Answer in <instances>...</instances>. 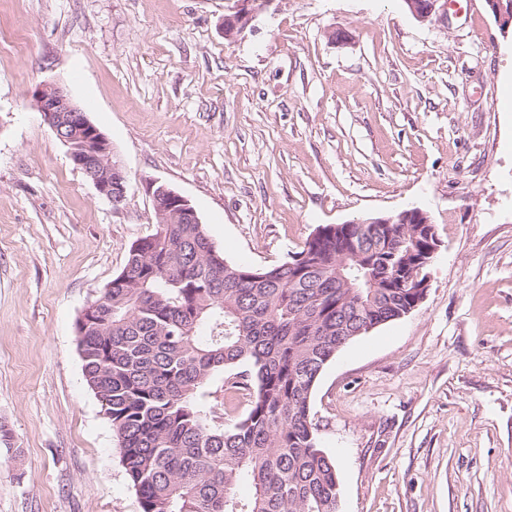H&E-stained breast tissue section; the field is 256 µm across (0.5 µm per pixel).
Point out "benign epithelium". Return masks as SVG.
I'll return each instance as SVG.
<instances>
[{
    "label": "benign epithelium",
    "instance_id": "7a95c632",
    "mask_svg": "<svg viewBox=\"0 0 512 512\" xmlns=\"http://www.w3.org/2000/svg\"><path fill=\"white\" fill-rule=\"evenodd\" d=\"M272 0H234L231 14L224 16V36H240ZM502 24L512 25V4L504 0H486ZM412 15L421 22L438 20L447 15L448 0H408ZM37 111L60 141L69 148V156L98 193L116 208L126 200L127 173L121 160L114 156L105 135L89 120L83 108L72 100L57 83H45L33 92ZM158 218L171 212L186 224H198L200 218L190 201L173 189L156 181L147 184Z\"/></svg>",
    "mask_w": 512,
    "mask_h": 512
}]
</instances>
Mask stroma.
I'll return each mask as SVG.
<instances>
[{
    "mask_svg": "<svg viewBox=\"0 0 512 512\" xmlns=\"http://www.w3.org/2000/svg\"><path fill=\"white\" fill-rule=\"evenodd\" d=\"M0 0V512H140L75 323L153 234L165 183L237 264L417 208L423 302L311 396L340 512H512V29L486 0ZM64 85L128 175L113 208L34 106ZM231 14L224 17V36L233 39L240 36L262 13L272 0H234ZM403 2L409 10L404 0ZM408 4L412 15L420 22L433 21V19L439 20L441 17L446 16L448 12L447 0H423L419 4L414 2V0H408Z\"/></svg>",
    "mask_w": 512,
    "mask_h": 512,
    "instance_id": "obj_1",
    "label": "stroma"
}]
</instances>
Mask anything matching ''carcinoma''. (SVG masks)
<instances>
[{
    "mask_svg": "<svg viewBox=\"0 0 512 512\" xmlns=\"http://www.w3.org/2000/svg\"><path fill=\"white\" fill-rule=\"evenodd\" d=\"M433 228L326 224L325 237L256 269L173 216L134 242L127 274L76 332L140 512H339L312 391L341 341L413 304ZM352 241L363 255L346 259ZM217 376L218 406L207 402Z\"/></svg>",
    "mask_w": 512,
    "mask_h": 512,
    "instance_id": "carcinoma-1",
    "label": "carcinoma"
}]
</instances>
